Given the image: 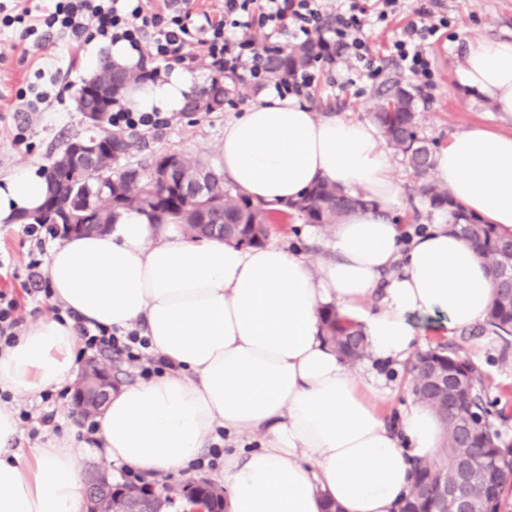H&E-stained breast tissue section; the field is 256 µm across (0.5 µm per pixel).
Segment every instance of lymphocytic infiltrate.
I'll return each instance as SVG.
<instances>
[{"label": "lymphocytic infiltrate", "instance_id": "f902f5d3", "mask_svg": "<svg viewBox=\"0 0 512 512\" xmlns=\"http://www.w3.org/2000/svg\"><path fill=\"white\" fill-rule=\"evenodd\" d=\"M379 2V10L373 11L364 0H340L338 11L331 15L326 0H224L217 13L196 6L194 0H164L159 11L150 8L148 0H54L40 14L28 7L11 14L0 0V26L21 25L27 38L63 33L80 45L96 40L124 43L153 60L147 72L152 82L169 75L172 64L196 65L194 48L201 45L214 71L240 75L259 86L272 85L278 97L285 98L307 94L314 76L299 72L267 82L265 57L256 47L253 30H262L270 40H321L372 74L376 61L370 55L364 27L386 21L405 5V0ZM442 6V0H430L420 7V22L404 28L387 47L389 57L402 70L423 82L433 75L425 44L448 25ZM79 334L84 350L111 354L136 367L142 378L172 367L167 359L150 353L148 339L138 331L83 324Z\"/></svg>", "mask_w": 512, "mask_h": 512}]
</instances>
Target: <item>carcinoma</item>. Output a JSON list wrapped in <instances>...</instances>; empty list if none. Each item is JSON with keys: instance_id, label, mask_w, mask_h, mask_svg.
<instances>
[{"instance_id": "cac0c4a2", "label": "carcinoma", "mask_w": 512, "mask_h": 512, "mask_svg": "<svg viewBox=\"0 0 512 512\" xmlns=\"http://www.w3.org/2000/svg\"><path fill=\"white\" fill-rule=\"evenodd\" d=\"M331 53L318 40L293 44L266 55L268 76L279 79L310 68L319 59ZM112 81V93L124 95L144 82L142 72L126 70L106 63L81 89L84 106L99 109V100L93 91L100 84ZM239 85L226 81L224 76L214 78L197 98L222 97L228 103ZM415 96L396 80H387L378 90L374 119L387 142L405 158L407 165L423 181L419 185L422 197L433 210L446 211L454 232L467 239L473 249L487 262L492 277L493 299L486 313L484 327L508 340L512 337V234L484 223L480 217L465 211L450 192L426 180L431 168L432 149L419 134V120ZM109 120L108 112L100 119L97 138L106 140L108 148L120 154L118 161L112 154L102 155L99 164L75 177L51 163L45 173L48 190L42 206L22 217L25 224H58L60 215L79 202L86 210L88 220L104 219L105 226L113 223L120 210L141 212L153 224H179L192 240L219 237L225 242L242 247H258L269 238L271 228L279 217L295 215L306 224H315L329 230L347 215L366 210L372 205L365 193L348 190L317 181L304 189L296 200L273 208L255 202L243 194L231 181L224 180V170L215 169L207 162L190 155L183 156L182 166L174 170L169 185L154 183L153 174L161 156L154 155L143 164H129L130 143L122 132L103 127ZM207 175L209 198L201 200L183 194V187L196 181L199 174ZM326 340L351 365L368 356V344L360 325L340 315L333 307L321 311ZM409 386L416 400L427 405L443 421L445 435L442 448L431 461L414 465L413 484L400 506V512H437V496L442 483L454 481V462L461 458L469 463L468 476L462 491L475 501L478 512H512V460L500 454L504 446L499 432L491 422L493 412L487 400L484 384L477 369L442 346L418 351L407 368ZM462 376L467 391L449 402L445 392L432 384L436 378L448 381ZM189 495L213 498V508H223L222 488L185 485ZM175 502L165 491L158 498L139 504L142 512H171Z\"/></svg>"}]
</instances>
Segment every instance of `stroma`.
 Here are the masks:
<instances>
[{
	"instance_id": "1",
	"label": "stroma",
	"mask_w": 512,
	"mask_h": 512,
	"mask_svg": "<svg viewBox=\"0 0 512 512\" xmlns=\"http://www.w3.org/2000/svg\"><path fill=\"white\" fill-rule=\"evenodd\" d=\"M423 2L410 0L411 11L391 16L380 26L366 28L370 51L381 59L380 77H358L356 71L342 64H318L305 104L319 115L334 113L369 121L373 118L377 88L382 80L393 77L416 94L419 132L436 149L447 147L454 133L473 124L503 132L512 130V125L501 121L489 100L470 92L458 79L470 42L485 37H512V0H445L448 27L428 47L433 76L426 85L386 56L388 44L402 27L413 21V8ZM108 57L109 47L105 44L94 42L78 49L69 39L54 35L36 46L22 38L20 27L0 28V180L21 169L44 174L66 141L91 135L92 130L76 111L75 102L84 82ZM33 83L48 89L50 98L42 110L26 112L16 92ZM273 93V88L250 82L240 87L223 111L208 115L172 113L167 127L134 132L136 144L128 160L135 164L155 154L177 151L200 156L211 165L222 167L225 124ZM19 131L26 138L22 147L13 143ZM392 161V175L403 189V203L392 216L394 223L400 224L407 235L414 233L418 224L436 223L440 214L430 209L419 194V179L400 155H393ZM270 238L313 265L327 253V234L295 216L275 224ZM29 245L24 224H0V261L6 268L5 273H0V290L14 291L22 302L20 314L28 325L51 312L50 302L27 298L22 288L20 276L25 272ZM413 322L420 334L421 347L444 344L478 368L496 412L494 425L503 440L512 444V347H505L498 336L477 324L447 329L439 316H417ZM353 371L356 376L383 381L384 390L375 396L374 403L384 421L396 425L412 402L404 363L381 362L369 357L355 365ZM58 419L62 425L61 437L72 439L81 448V468L105 464L99 444L87 443L82 419L75 414L71 400L60 402Z\"/></svg>"
}]
</instances>
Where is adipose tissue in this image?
I'll list each match as a JSON object with an SVG mask.
<instances>
[{
	"label": "adipose tissue",
	"mask_w": 512,
	"mask_h": 512,
	"mask_svg": "<svg viewBox=\"0 0 512 512\" xmlns=\"http://www.w3.org/2000/svg\"><path fill=\"white\" fill-rule=\"evenodd\" d=\"M193 82L175 70L132 99L145 112H176ZM459 82L512 119V40L471 44ZM223 154L225 175L252 199L275 206L325 180L366 192L375 207L333 225L331 255L315 268L273 242L189 241L135 211L107 233L53 246L54 299L88 322L145 324L151 353L175 366L114 389L95 437L112 462L154 476L189 470L216 429L259 436V447L224 456V512H323L328 498L341 512H397L413 462L437 454L441 424L417 402L387 426L368 385L324 341L319 311L360 315L369 353L400 361L420 341L412 315H442L451 328L483 321L488 267L444 217L402 245L389 218L402 190L371 122L271 96L225 125ZM434 172L468 212L512 231V132L462 129L435 154ZM45 194L29 170L0 181V224L35 211ZM80 344L74 321L40 318L0 351V389L62 388L75 379ZM18 436L14 412L0 407V512H83L74 443L51 438L27 455Z\"/></svg>",
	"instance_id": "1"
}]
</instances>
